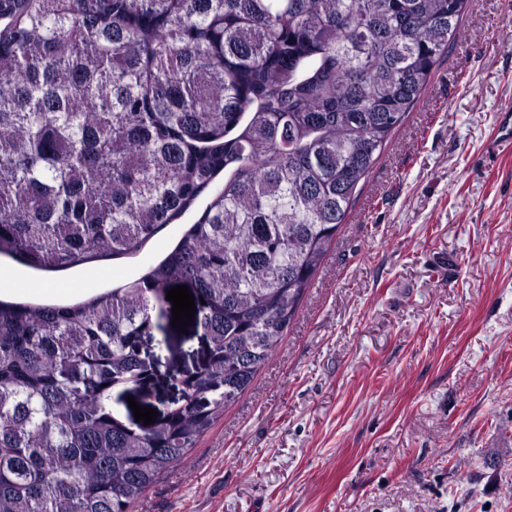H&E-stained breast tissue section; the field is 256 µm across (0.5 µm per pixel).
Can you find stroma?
<instances>
[{
    "label": "stroma",
    "instance_id": "obj_1",
    "mask_svg": "<svg viewBox=\"0 0 512 512\" xmlns=\"http://www.w3.org/2000/svg\"><path fill=\"white\" fill-rule=\"evenodd\" d=\"M463 27L273 359L131 512H512V0H470ZM209 200L108 279L0 254V297L70 305L133 281ZM203 346L171 328L150 349L193 369Z\"/></svg>",
    "mask_w": 512,
    "mask_h": 512
}]
</instances>
